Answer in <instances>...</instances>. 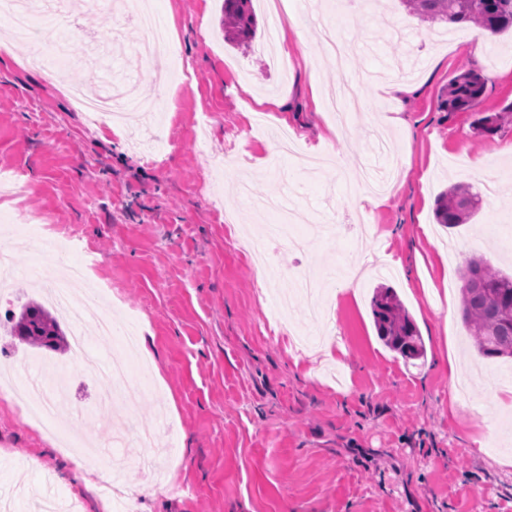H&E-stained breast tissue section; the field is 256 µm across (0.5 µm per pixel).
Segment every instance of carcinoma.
Masks as SVG:
<instances>
[{
  "label": "carcinoma",
  "instance_id": "1",
  "mask_svg": "<svg viewBox=\"0 0 512 512\" xmlns=\"http://www.w3.org/2000/svg\"><path fill=\"white\" fill-rule=\"evenodd\" d=\"M405 8L431 23L476 24L492 33L512 28V0H400ZM255 13L252 0H224V32L237 42L252 41ZM485 79L462 69L448 83L444 106L448 111L476 108ZM499 112L481 116L475 130L492 134L500 127ZM482 196L460 184L437 200L436 221L448 227L464 224L481 207ZM462 313L479 353L486 358H512V276L494 269L484 258L473 257L462 274ZM375 326L381 340L406 360L421 359L425 347L418 329L391 288H379L372 300ZM11 336L36 348L64 351L69 347L56 318L41 304L30 302L20 314L9 313Z\"/></svg>",
  "mask_w": 512,
  "mask_h": 512
}]
</instances>
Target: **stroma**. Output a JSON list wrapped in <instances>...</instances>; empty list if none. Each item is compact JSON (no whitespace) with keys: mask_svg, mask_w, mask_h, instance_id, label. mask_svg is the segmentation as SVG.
<instances>
[{"mask_svg":"<svg viewBox=\"0 0 512 512\" xmlns=\"http://www.w3.org/2000/svg\"><path fill=\"white\" fill-rule=\"evenodd\" d=\"M340 18L350 70L363 74L361 107L337 126L311 101L305 58L336 74L319 42L301 49L290 33L287 75L250 48L226 41L224 0H152L187 76L170 80L133 51L137 29L112 36L122 65L116 84L151 96L172 89L161 122L86 123L67 89L100 93L99 70L72 64L55 77L32 63L34 43L0 48V173L28 182L23 197L0 195V239L20 243L18 267H40L22 227L45 224L72 236L68 265L93 253L113 316L139 327L147 375L132 373L135 406L126 426L152 430L163 452L150 471L120 476L139 512H512V359L479 355L460 304L467 259L512 272V120L476 136L477 114L443 103L449 80L473 66L474 29L437 26L407 14L399 0H370L372 16L348 0H323ZM496 72L480 110L512 104V29L485 33ZM413 64L412 94L397 103L378 78ZM291 89L289 110L256 102ZM286 126L315 147L319 163L274 157L266 129ZM409 154L402 186L381 205L346 207L355 188L346 169L370 160L375 135ZM493 152L494 176L475 163ZM246 159L259 197L292 193L303 218L304 252L276 254V280L259 285L246 242L266 239L278 215L241 202L225 180L232 157ZM467 184L483 196L467 223L437 224L439 195ZM392 288L412 316L426 354L404 360L380 340L371 299ZM453 337L468 374L450 378ZM82 414L55 443L0 403V512H37L44 500L92 497L63 468L74 440H98L103 408L77 379Z\"/></svg>","mask_w":512,"mask_h":512,"instance_id":"1","label":"stroma"}]
</instances>
